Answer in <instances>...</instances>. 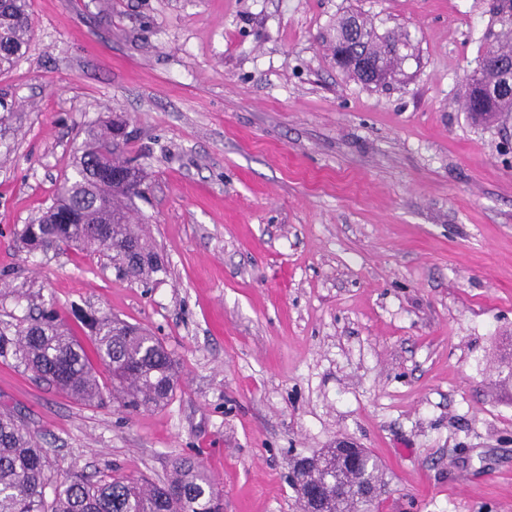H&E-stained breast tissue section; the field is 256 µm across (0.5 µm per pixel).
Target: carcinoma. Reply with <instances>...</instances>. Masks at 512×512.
Instances as JSON below:
<instances>
[{
  "label": "carcinoma",
  "instance_id": "1",
  "mask_svg": "<svg viewBox=\"0 0 512 512\" xmlns=\"http://www.w3.org/2000/svg\"><path fill=\"white\" fill-rule=\"evenodd\" d=\"M33 32L30 0H0V74L23 55ZM484 40L486 50L466 83L464 110L479 121L512 116V93L503 88L512 72V0H497ZM336 65L364 85L370 75L360 67L379 68L378 84L394 79L409 47L405 32L381 33L372 20L352 13L336 20L329 37ZM125 125L114 120L90 129L73 174L64 178L56 202L18 233L21 249L46 253L61 246L86 252L104 250L117 274L143 282L166 273L154 247L134 228L131 205L141 196L144 175L127 155ZM93 354L51 310L40 309L16 322L0 323V357L35 379L85 403L107 395L136 412L173 397L178 378L175 360L160 340L142 327L110 314L85 315ZM112 378L102 382L91 357ZM380 465L370 456L356 469L336 468V449L299 459L294 465L300 512H348L349 499L336 489L360 474L378 482ZM0 512H224V496L201 462L179 457L165 482L140 483L123 476L61 474L50 468L41 447L20 417L0 412Z\"/></svg>",
  "mask_w": 512,
  "mask_h": 512
}]
</instances>
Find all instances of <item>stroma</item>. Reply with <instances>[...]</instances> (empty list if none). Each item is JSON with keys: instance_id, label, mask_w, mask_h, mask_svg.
<instances>
[{"instance_id": "1", "label": "stroma", "mask_w": 512, "mask_h": 512, "mask_svg": "<svg viewBox=\"0 0 512 512\" xmlns=\"http://www.w3.org/2000/svg\"><path fill=\"white\" fill-rule=\"evenodd\" d=\"M491 0H31L0 74V319L54 305L148 328L164 405L87 406L0 358V411L53 468L165 480L197 457L224 512H297L295 462L349 437L375 512H512V120L463 109ZM361 13L409 33L366 86L325 38ZM119 117L167 272L26 254L87 129Z\"/></svg>"}]
</instances>
